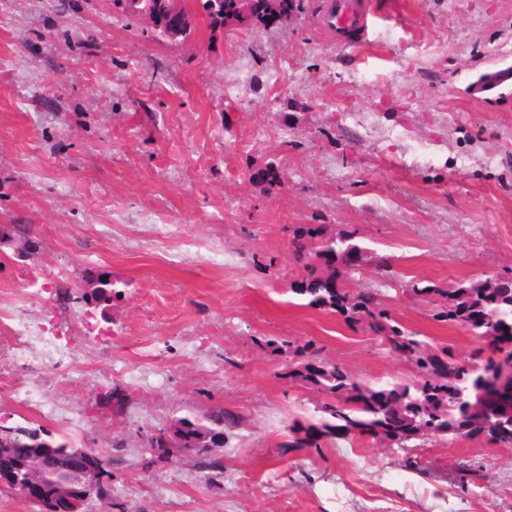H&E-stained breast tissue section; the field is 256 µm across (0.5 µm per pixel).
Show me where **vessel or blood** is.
Returning <instances> with one entry per match:
<instances>
[{
  "label": "vessel or blood",
  "instance_id": "obj_1",
  "mask_svg": "<svg viewBox=\"0 0 512 512\" xmlns=\"http://www.w3.org/2000/svg\"><path fill=\"white\" fill-rule=\"evenodd\" d=\"M372 4L373 0H320L318 25L331 36L337 49L362 48Z\"/></svg>",
  "mask_w": 512,
  "mask_h": 512
}]
</instances>
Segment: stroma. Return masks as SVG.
Listing matches in <instances>:
<instances>
[{
  "label": "stroma",
  "instance_id": "obj_1",
  "mask_svg": "<svg viewBox=\"0 0 512 512\" xmlns=\"http://www.w3.org/2000/svg\"><path fill=\"white\" fill-rule=\"evenodd\" d=\"M317 2L228 34L184 0L194 32L172 40L115 0H0V314L76 346L72 366L27 364L1 323L0 416L108 458L96 512H512V447L485 438L292 447L324 397L272 348L313 342L367 384L415 378L366 323L292 293L288 229L322 224L364 243L350 288L480 360L436 314L442 290L512 276V95L467 90L512 66V0H377L361 51L327 41ZM270 163L279 184L253 182ZM98 273L120 294L95 306ZM218 410L235 420L222 474L191 453L145 463L146 435Z\"/></svg>",
  "mask_w": 512,
  "mask_h": 512
}]
</instances>
